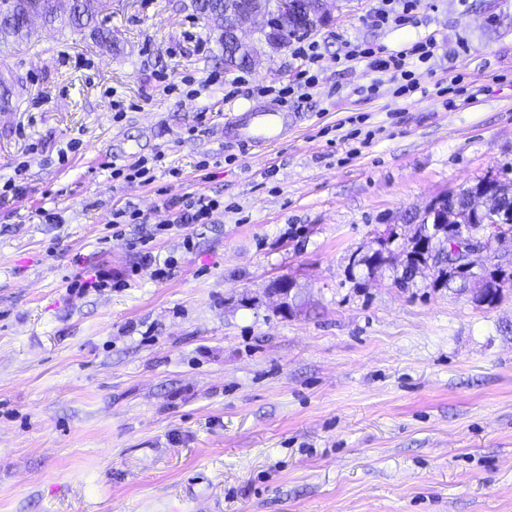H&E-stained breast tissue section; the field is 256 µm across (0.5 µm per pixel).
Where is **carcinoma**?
<instances>
[{"instance_id": "carcinoma-1", "label": "carcinoma", "mask_w": 512, "mask_h": 512, "mask_svg": "<svg viewBox=\"0 0 512 512\" xmlns=\"http://www.w3.org/2000/svg\"><path fill=\"white\" fill-rule=\"evenodd\" d=\"M305 13L313 14L310 23L304 26L284 28L278 24L261 31L265 45L276 51L294 38H301L315 31L328 21L324 15L320 0H300ZM194 10L200 17L213 21L221 30L220 42L224 55V69L245 70L251 67L252 50L242 52L234 43L230 28L224 26V14L249 10H264L276 13L280 9V0H192ZM112 13V0H0V45L15 51H23L37 42L38 30L33 21L39 19L43 25L69 29L77 34H86L94 42L108 44L112 42V29L104 25V19ZM483 181H478L465 189L453 200L441 202L440 215L446 217L448 224H460L470 232H477L488 224L512 225V181L496 183L497 204L494 208L475 213L465 204L468 197L479 193ZM405 223L415 225L409 246L401 251L388 247V240L377 241V247L354 263L363 266L372 276L384 266L401 271L396 281L402 285L414 281L412 269L429 261L434 262L436 270L430 287L448 289L459 293H470L474 301L482 307H493L499 301L503 284H512L509 277H497L501 265L494 263L487 271L488 282L492 287L474 291L471 284L455 279V273L448 264V255L440 257L429 250L418 248L423 240L440 238L445 227L433 223V219L424 213L406 216Z\"/></svg>"}]
</instances>
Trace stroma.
Segmentation results:
<instances>
[{"mask_svg": "<svg viewBox=\"0 0 512 512\" xmlns=\"http://www.w3.org/2000/svg\"><path fill=\"white\" fill-rule=\"evenodd\" d=\"M372 5L334 0L312 39L332 58L435 34L421 92L330 61L286 104L287 142L262 150L224 123L305 64L250 30L262 56L237 95H190L224 69L191 0H112L108 47L43 27L0 50V76L23 78L0 111V185L21 167L27 186L0 207V512H512V287L487 309L353 263L387 232L405 247L403 215L512 180V0H419L381 29ZM158 154L152 183L113 181ZM201 193L224 206L194 250L159 236L168 278L130 275L138 229L114 235L113 209L166 224ZM100 266L125 287L71 292Z\"/></svg>", "mask_w": 512, "mask_h": 512, "instance_id": "35a3bbf8", "label": "stroma"}]
</instances>
